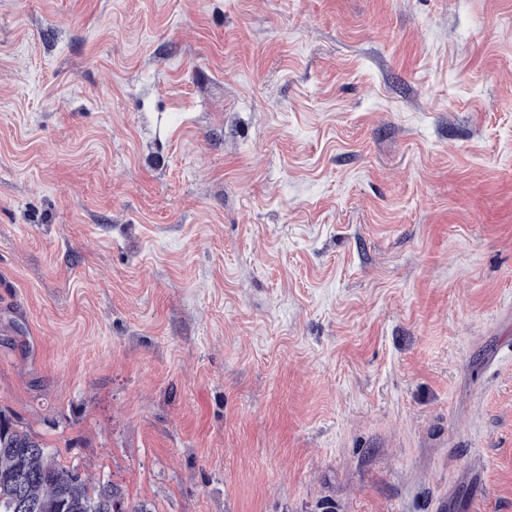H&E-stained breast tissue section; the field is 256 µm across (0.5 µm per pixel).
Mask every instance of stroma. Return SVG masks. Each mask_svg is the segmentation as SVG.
I'll return each instance as SVG.
<instances>
[{"label": "stroma", "instance_id": "1", "mask_svg": "<svg viewBox=\"0 0 512 512\" xmlns=\"http://www.w3.org/2000/svg\"><path fill=\"white\" fill-rule=\"evenodd\" d=\"M0 411L153 512H512V0H0Z\"/></svg>", "mask_w": 512, "mask_h": 512}]
</instances>
